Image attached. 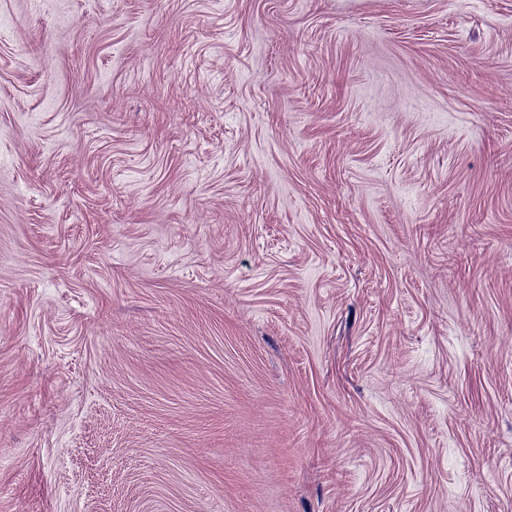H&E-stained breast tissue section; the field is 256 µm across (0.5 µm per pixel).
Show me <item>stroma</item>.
I'll return each instance as SVG.
<instances>
[{
  "label": "stroma",
  "instance_id": "stroma-1",
  "mask_svg": "<svg viewBox=\"0 0 512 512\" xmlns=\"http://www.w3.org/2000/svg\"><path fill=\"white\" fill-rule=\"evenodd\" d=\"M0 512H512V0H0Z\"/></svg>",
  "mask_w": 512,
  "mask_h": 512
}]
</instances>
